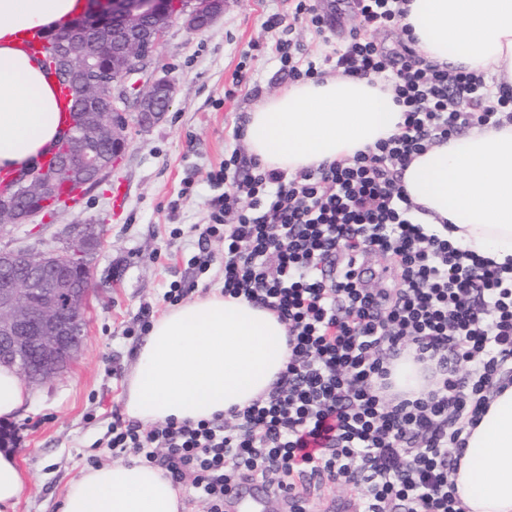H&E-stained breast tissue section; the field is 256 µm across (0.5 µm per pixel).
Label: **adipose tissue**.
Masks as SVG:
<instances>
[{
	"label": "adipose tissue",
	"mask_w": 512,
	"mask_h": 512,
	"mask_svg": "<svg viewBox=\"0 0 512 512\" xmlns=\"http://www.w3.org/2000/svg\"><path fill=\"white\" fill-rule=\"evenodd\" d=\"M84 9V0H0V168L29 166L64 130L55 91L22 37L58 29ZM404 22L432 63L512 85V0H409ZM402 121L380 82L327 76L264 97L248 115L245 141L264 166L295 174L351 159ZM402 181L419 223L447 230L478 256L512 258V124L428 148ZM287 363V325L276 312L218 293L197 297L152 324L122 394L124 412L144 425L209 419L266 396ZM451 480L466 512H512V386L489 396ZM180 507L159 468L115 462L73 479L60 512Z\"/></svg>",
	"instance_id": "ef3b65f1"
}]
</instances>
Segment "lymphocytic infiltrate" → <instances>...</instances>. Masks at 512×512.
<instances>
[{
	"mask_svg": "<svg viewBox=\"0 0 512 512\" xmlns=\"http://www.w3.org/2000/svg\"><path fill=\"white\" fill-rule=\"evenodd\" d=\"M408 0H352L348 41L317 62L295 37L276 51L295 80L324 70L373 78L404 114L400 133L346 164L291 175L230 154L209 174L224 187L197 246L224 238V295L263 305L288 326L291 352L267 397L209 420L152 429L115 418L108 446L194 489L207 512L247 476L292 489L302 469L363 487L361 512H464L450 474L466 426L512 385V266L455 247L414 222L401 184L414 155L473 127L501 129L512 87L390 53L378 33ZM397 287L378 288L369 256ZM412 353L433 373L419 395L391 394V365Z\"/></svg>",
	"mask_w": 512,
	"mask_h": 512,
	"instance_id": "lymphocytic-infiltrate-1",
	"label": "lymphocytic infiltrate"
}]
</instances>
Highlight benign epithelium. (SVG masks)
<instances>
[{
  "label": "benign epithelium",
  "mask_w": 512,
  "mask_h": 512,
  "mask_svg": "<svg viewBox=\"0 0 512 512\" xmlns=\"http://www.w3.org/2000/svg\"><path fill=\"white\" fill-rule=\"evenodd\" d=\"M92 0L83 28L66 26L51 41L56 77L79 107L57 163L25 170L0 199V234L27 224L60 192L99 184L129 146L128 108L146 129L164 119L175 87L151 71L153 55L172 18L190 31L211 24L224 0ZM146 77V90L140 80ZM111 148L103 151L104 146ZM65 248L39 253L0 250V358L19 374L44 382L61 374L80 353L88 287L65 275L69 260L100 245L96 224H75Z\"/></svg>",
  "instance_id": "7a95c632"
}]
</instances>
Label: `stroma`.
Listing matches in <instances>:
<instances>
[{
    "label": "stroma",
    "mask_w": 512,
    "mask_h": 512,
    "mask_svg": "<svg viewBox=\"0 0 512 512\" xmlns=\"http://www.w3.org/2000/svg\"><path fill=\"white\" fill-rule=\"evenodd\" d=\"M291 0H225L207 28L187 31L173 22L154 54L158 75L175 87L165 119L148 129L131 127L126 154L111 175L84 194L78 208L63 205L0 237V249L36 251L65 244L71 225H100L102 246L88 256L91 287L84 313L81 354L60 376L32 385L18 416L6 423L9 446L26 486L15 512H59L71 479L113 462L108 448L113 409L121 408L127 376L144 337L137 315L160 318L172 282L191 297L223 285L224 242L212 239L213 259L198 269V225L223 186L209 182L231 151L248 156L234 131L264 96L289 83L275 42L281 30L265 21L287 14ZM351 15L332 18L324 33L301 26L297 33L309 57L323 59L344 41ZM121 186L122 211L112 209V189Z\"/></svg>",
    "instance_id": "obj_1"
}]
</instances>
